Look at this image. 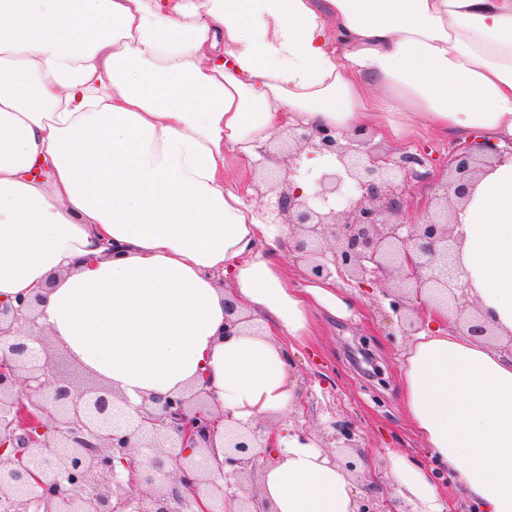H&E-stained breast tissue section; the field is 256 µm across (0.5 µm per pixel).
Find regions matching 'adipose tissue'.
<instances>
[{
	"label": "adipose tissue",
	"mask_w": 512,
	"mask_h": 512,
	"mask_svg": "<svg viewBox=\"0 0 512 512\" xmlns=\"http://www.w3.org/2000/svg\"><path fill=\"white\" fill-rule=\"evenodd\" d=\"M300 122L511 141L512 0H0V304L37 298V330L131 408L204 380L237 420L272 421L271 512H356L287 421L313 309L354 301L288 277L292 228L224 164ZM453 228L461 283L512 335V157ZM228 299L257 331L225 335ZM446 318L428 306L401 376L436 466L391 471L420 512H442L439 466L473 512H512V353Z\"/></svg>",
	"instance_id": "1"
}]
</instances>
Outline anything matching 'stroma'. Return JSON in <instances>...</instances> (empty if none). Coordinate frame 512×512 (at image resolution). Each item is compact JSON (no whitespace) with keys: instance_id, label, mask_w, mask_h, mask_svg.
Listing matches in <instances>:
<instances>
[{"instance_id":"stroma-1","label":"stroma","mask_w":512,"mask_h":512,"mask_svg":"<svg viewBox=\"0 0 512 512\" xmlns=\"http://www.w3.org/2000/svg\"><path fill=\"white\" fill-rule=\"evenodd\" d=\"M461 141L429 134L408 138L396 152L418 154L427 170L442 174ZM225 160L239 188L249 189L258 206L274 210V194L257 190L262 170L255 161L226 149ZM388 281L361 287V298L351 318L322 322L309 348L295 357L300 398L289 416L293 430L315 434L320 447L335 453L333 424H347L355 440L349 456L367 461L361 484L366 498L390 499L397 512H410L411 502L399 491L390 469L393 455L406 454L430 465L425 446L413 434L401 407L400 367L412 341L390 307Z\"/></svg>"}]
</instances>
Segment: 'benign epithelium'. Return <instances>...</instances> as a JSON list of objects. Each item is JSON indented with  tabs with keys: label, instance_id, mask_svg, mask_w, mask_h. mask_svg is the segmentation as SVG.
Wrapping results in <instances>:
<instances>
[{
	"label": "benign epithelium",
	"instance_id": "benign-epithelium-1",
	"mask_svg": "<svg viewBox=\"0 0 512 512\" xmlns=\"http://www.w3.org/2000/svg\"><path fill=\"white\" fill-rule=\"evenodd\" d=\"M306 150L337 161L309 199L293 189ZM260 154L276 158L269 191L277 214L295 229V259L313 276L394 278L396 313L421 314L426 301L441 302L471 335H494L460 303L466 292L451 265L457 241L449 206L463 202L511 147L479 140L457 150L447 177L434 179V205L413 223L398 217L402 183L424 165L416 154L393 157L363 133L303 124L288 131V148ZM348 183L359 195L346 197L342 210L316 205ZM33 312L24 298L0 306V512H214L226 500L237 502V512H254L258 490L249 483L277 452L271 425L243 424L213 409L205 380L113 425L112 409L123 398L57 375L45 340L25 334ZM224 314L226 333L245 322L230 300Z\"/></svg>",
	"mask_w": 512,
	"mask_h": 512
}]
</instances>
